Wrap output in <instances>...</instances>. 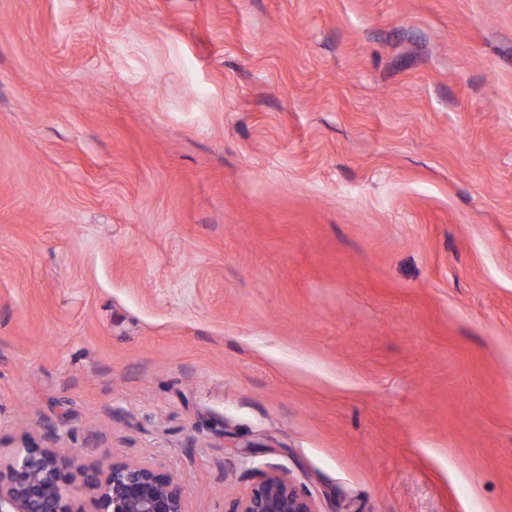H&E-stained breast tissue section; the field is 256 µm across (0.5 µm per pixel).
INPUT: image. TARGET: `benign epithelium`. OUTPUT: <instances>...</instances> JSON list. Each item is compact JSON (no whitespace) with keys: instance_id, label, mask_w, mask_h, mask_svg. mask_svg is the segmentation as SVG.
Listing matches in <instances>:
<instances>
[{"instance_id":"obj_1","label":"benign epithelium","mask_w":512,"mask_h":512,"mask_svg":"<svg viewBox=\"0 0 512 512\" xmlns=\"http://www.w3.org/2000/svg\"><path fill=\"white\" fill-rule=\"evenodd\" d=\"M70 459L57 448L26 447L0 457V512H186L180 484L145 463L91 469L83 501L70 486ZM225 512H316L304 491L272 470Z\"/></svg>"}]
</instances>
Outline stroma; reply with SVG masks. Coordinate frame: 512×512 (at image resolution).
<instances>
[{"mask_svg": "<svg viewBox=\"0 0 512 512\" xmlns=\"http://www.w3.org/2000/svg\"><path fill=\"white\" fill-rule=\"evenodd\" d=\"M187 512H512V0H0V453ZM224 512H317L304 491L276 470L254 483L243 496L235 498Z\"/></svg>", "mask_w": 512, "mask_h": 512, "instance_id": "1", "label": "stroma"}]
</instances>
